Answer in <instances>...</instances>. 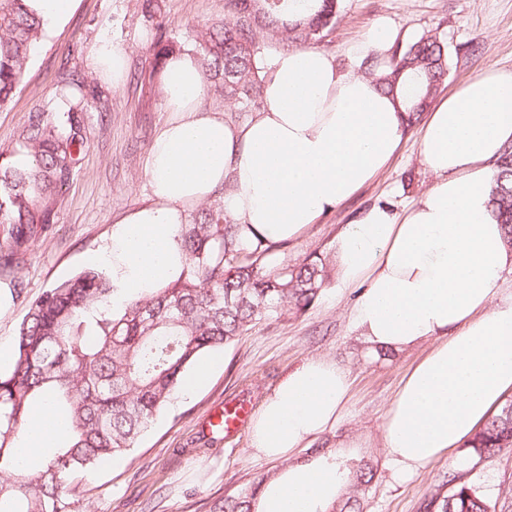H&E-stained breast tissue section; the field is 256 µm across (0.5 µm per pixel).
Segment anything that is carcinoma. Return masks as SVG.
Here are the masks:
<instances>
[{
	"label": "carcinoma",
	"instance_id": "cac0c4a2",
	"mask_svg": "<svg viewBox=\"0 0 512 512\" xmlns=\"http://www.w3.org/2000/svg\"><path fill=\"white\" fill-rule=\"evenodd\" d=\"M342 0H313L306 11L288 12L287 0H224L227 17L201 30L198 56L211 90L237 112L264 106L260 39L286 38L298 45L321 41L336 26ZM43 33L24 0H0V108L11 102ZM184 45L159 33L151 73ZM448 44L424 33L386 54L362 62L365 74L400 98L410 124L432 105L449 70ZM79 99L57 112L36 110L10 150L0 152V267L19 265L50 222L54 201L88 146ZM24 151L32 167L21 170L11 156ZM495 218L512 247V146L497 165L491 190ZM176 241L184 256L175 281L151 288L112 307V281L96 267L46 289L28 303L15 339L14 359L0 371V509L4 512H73L68 480L99 461L126 453L185 388L197 362L232 345L262 321L298 315L318 297L329 277L324 259L288 266L276 260L280 245L248 240L240 225L224 218L216 202L180 225ZM48 404L67 422L64 443L42 464L19 473L17 441L31 410ZM465 448L492 457L512 448V403L492 414ZM344 492L328 512H364L376 476L363 457L336 458ZM263 482L215 501L211 512H254ZM421 512H496L475 484L459 476L443 483Z\"/></svg>",
	"mask_w": 512,
	"mask_h": 512
}]
</instances>
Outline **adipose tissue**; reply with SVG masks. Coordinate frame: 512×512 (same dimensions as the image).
I'll return each mask as SVG.
<instances>
[{"instance_id":"1","label":"adipose tissue","mask_w":512,"mask_h":512,"mask_svg":"<svg viewBox=\"0 0 512 512\" xmlns=\"http://www.w3.org/2000/svg\"><path fill=\"white\" fill-rule=\"evenodd\" d=\"M262 76V110L234 125L203 108L198 58L169 59L162 93L172 117L145 161L152 194L113 223L104 259L114 306L179 275L175 229L193 206L217 196L245 238L294 239L382 173L408 131L398 99L325 52H279ZM510 144L512 72L490 70L454 87L421 122L420 162L433 185L404 211L371 207L336 237L332 276L358 291L352 320L369 351L432 345L406 372L380 426L402 475L468 440L512 391V300H493L512 270V247L490 206ZM350 390L346 370L312 357L264 398L250 445L287 466L265 482L255 512H319L335 501L331 461L294 455L336 427ZM67 432L51 407H35L18 448L24 468Z\"/></svg>"}]
</instances>
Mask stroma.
Segmentation results:
<instances>
[{"label": "stroma", "instance_id": "35a3bbf8", "mask_svg": "<svg viewBox=\"0 0 512 512\" xmlns=\"http://www.w3.org/2000/svg\"><path fill=\"white\" fill-rule=\"evenodd\" d=\"M80 0L64 30L44 35L12 102L0 109V150L14 145L30 112L61 108L68 93L89 100V146L69 183L54 202V222L31 245L19 267L0 268V343L14 342L29 300L90 266L112 238V224L150 194L145 176L148 148L169 119L159 79L149 78L158 32L183 42L224 18V0ZM385 22L404 44L427 31L444 36L451 51L448 85L490 70L512 72V0H343L335 29L318 50L339 63H353L352 48L375 23ZM102 40L125 48L128 73L139 81L119 86L100 80L88 61ZM418 129L408 131L388 168L354 196L322 216L298 238L283 243L277 258L291 265L309 256L330 258L337 232L367 209L411 206L434 178L419 163ZM356 294L327 279L315 303L300 315L265 321L213 354L208 382L190 394L177 393L135 447L68 481L77 512H210L213 502L268 480L281 464L257 456L250 431L232 440L210 441L205 420L224 401L249 397L260 405L289 372L308 358H330L352 381L347 414L340 424L298 453L317 460L337 441L357 435L354 457L371 459L376 481L365 512H420L443 475L462 474L512 512V448L479 459L456 448L410 477L398 476L381 448L379 426L408 368L427 348L388 358L370 356L351 320Z\"/></svg>", "mask_w": 512, "mask_h": 512}]
</instances>
